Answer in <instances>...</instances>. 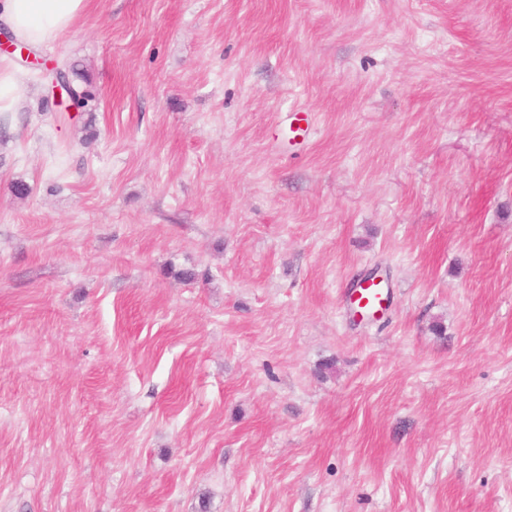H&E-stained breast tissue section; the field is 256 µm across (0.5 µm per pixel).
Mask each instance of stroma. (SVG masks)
<instances>
[{
	"label": "stroma",
	"mask_w": 512,
	"mask_h": 512,
	"mask_svg": "<svg viewBox=\"0 0 512 512\" xmlns=\"http://www.w3.org/2000/svg\"><path fill=\"white\" fill-rule=\"evenodd\" d=\"M37 56L0 512H512V0H90ZM301 122H303L304 125H302ZM288 130L291 134L290 141L293 145H306L313 130V119L311 113L292 112ZM382 281L375 277L364 279L357 288L351 292V300L358 313L365 316H374L386 309L388 291Z\"/></svg>",
	"instance_id": "1"
}]
</instances>
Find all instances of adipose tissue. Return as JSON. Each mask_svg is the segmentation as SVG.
Returning a JSON list of instances; mask_svg holds the SVG:
<instances>
[{"label":"adipose tissue","instance_id":"ef3b65f1","mask_svg":"<svg viewBox=\"0 0 512 512\" xmlns=\"http://www.w3.org/2000/svg\"><path fill=\"white\" fill-rule=\"evenodd\" d=\"M89 0H0V23L21 42L38 46L69 32Z\"/></svg>","mask_w":512,"mask_h":512}]
</instances>
